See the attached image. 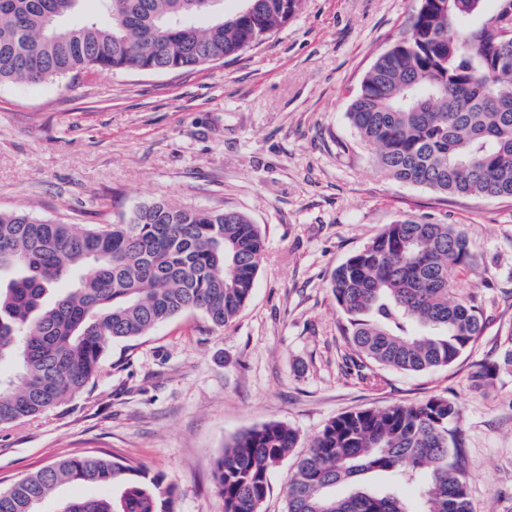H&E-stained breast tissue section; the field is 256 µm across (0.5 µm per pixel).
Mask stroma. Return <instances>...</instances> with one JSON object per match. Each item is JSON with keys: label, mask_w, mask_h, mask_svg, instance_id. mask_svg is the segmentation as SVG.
<instances>
[{"label": "stroma", "mask_w": 512, "mask_h": 512, "mask_svg": "<svg viewBox=\"0 0 512 512\" xmlns=\"http://www.w3.org/2000/svg\"><path fill=\"white\" fill-rule=\"evenodd\" d=\"M415 0H303L235 59L165 73L0 84V210L118 224L164 199L244 212L266 250L250 301L221 328L187 312L113 343L93 385L0 428V488L55 461L109 454L177 486L176 512H222L217 457L269 422L298 433L262 512L337 415L444 395L460 408L474 512H512V376L472 375L512 333V199L443 195L380 173L348 106L377 56L404 37ZM456 224L479 258L449 270L486 319L452 367L365 377L339 332L333 270L405 217Z\"/></svg>", "instance_id": "obj_1"}]
</instances>
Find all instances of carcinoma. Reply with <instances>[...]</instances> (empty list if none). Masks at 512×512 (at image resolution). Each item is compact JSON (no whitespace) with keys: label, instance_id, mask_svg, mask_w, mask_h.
Returning <instances> with one entry per match:
<instances>
[{"label":"carcinoma","instance_id":"1","mask_svg":"<svg viewBox=\"0 0 512 512\" xmlns=\"http://www.w3.org/2000/svg\"><path fill=\"white\" fill-rule=\"evenodd\" d=\"M0 0V83L38 85L73 72H171L221 63L260 45L302 0ZM427 0L406 37L381 53L348 117L389 178L443 194L512 198V43L498 19L512 0ZM207 16L204 26L194 19ZM265 250L237 210L170 201L123 224L49 223L0 211V427L38 417L86 390L109 346L148 335L185 312L215 327L251 298ZM477 256L454 224L404 218L332 273L343 335L362 365L409 373L447 368L482 335L473 295L448 269ZM512 374V333L473 375L477 389ZM458 405L443 395L342 414L325 425L285 480L286 512H472ZM297 431L271 422L235 436L216 459L223 512H261L269 476ZM112 495L58 512H175V486L114 457L64 458L0 491V512H38L62 485ZM345 486L348 492L336 493ZM399 487L414 490L417 504Z\"/></svg>","mask_w":512,"mask_h":512}]
</instances>
